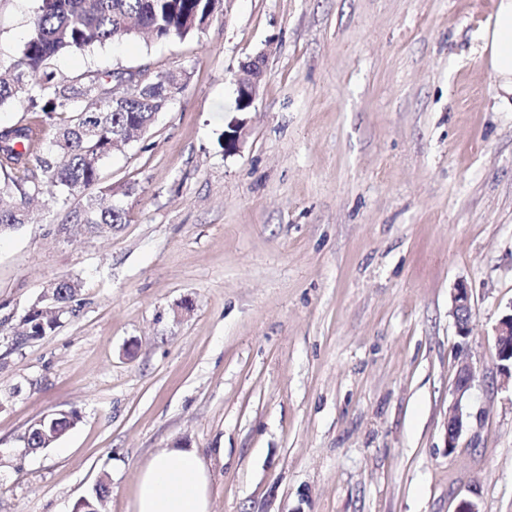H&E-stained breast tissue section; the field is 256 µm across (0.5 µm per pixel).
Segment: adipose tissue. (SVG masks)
<instances>
[{"mask_svg": "<svg viewBox=\"0 0 512 512\" xmlns=\"http://www.w3.org/2000/svg\"><path fill=\"white\" fill-rule=\"evenodd\" d=\"M483 51L497 77L500 105L512 111V0H499ZM211 480L196 452L166 449L140 467L131 512H211Z\"/></svg>", "mask_w": 512, "mask_h": 512, "instance_id": "1", "label": "adipose tissue"}]
</instances>
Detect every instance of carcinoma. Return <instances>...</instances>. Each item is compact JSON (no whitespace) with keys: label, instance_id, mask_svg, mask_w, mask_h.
Segmentation results:
<instances>
[{"label":"carcinoma","instance_id":"1","mask_svg":"<svg viewBox=\"0 0 512 512\" xmlns=\"http://www.w3.org/2000/svg\"><path fill=\"white\" fill-rule=\"evenodd\" d=\"M22 52L9 62L0 60V108L21 105L36 114L24 125L0 127V229L29 222L27 208L36 196L49 195L67 203L80 195L82 204L68 221L90 233H109L125 223L123 205L102 202L89 189L98 185L104 159L113 151L140 139L156 122V113L182 89L173 73H158L137 81L122 99L112 98L110 71H95L80 84L58 79L56 61L65 53H84L107 43L148 34L158 41L184 40L201 33L210 0H36ZM56 136L48 156L40 155L45 126ZM79 284L58 280L55 307L65 311ZM24 316L23 336H42L50 326L41 323L38 309Z\"/></svg>","mask_w":512,"mask_h":512}]
</instances>
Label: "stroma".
Listing matches in <instances>:
<instances>
[{
    "mask_svg": "<svg viewBox=\"0 0 512 512\" xmlns=\"http://www.w3.org/2000/svg\"><path fill=\"white\" fill-rule=\"evenodd\" d=\"M497 0H220L185 41L61 56L183 75L100 186L134 185L111 235L64 232L50 197L0 234V512H128L166 448L212 472V512H512V387L493 327L512 304V112L482 34ZM35 0H0V58ZM265 53L240 148L241 65ZM62 277L56 327L20 340ZM474 299L458 350L450 294ZM471 428L447 447L458 362ZM78 420L28 448L51 412ZM57 281L58 286L56 292L52 295L53 300H41L39 304L32 307L24 316V329L20 336H43L48 330L54 328L48 326L46 323L43 326L39 318V312L36 309L46 307L48 303L55 301L56 304L54 307H56L59 312H64L68 303L74 298L79 288L78 282L71 278H61Z\"/></svg>",
    "mask_w": 512,
    "mask_h": 512,
    "instance_id": "stroma-1",
    "label": "stroma"
}]
</instances>
